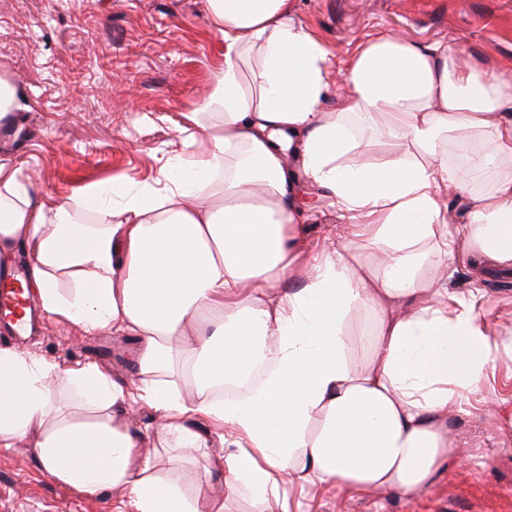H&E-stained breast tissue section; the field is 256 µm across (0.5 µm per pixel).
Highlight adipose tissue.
Segmentation results:
<instances>
[{
	"instance_id": "1",
	"label": "adipose tissue",
	"mask_w": 512,
	"mask_h": 512,
	"mask_svg": "<svg viewBox=\"0 0 512 512\" xmlns=\"http://www.w3.org/2000/svg\"><path fill=\"white\" fill-rule=\"evenodd\" d=\"M204 2L223 62L151 182L90 183L48 205L0 161V268L24 253L23 286L44 313L134 337L138 374L130 386L0 347V447L35 437L55 481L128 489L136 512H199L215 480L257 512H288L296 483L416 494L449 460V405L512 353L474 304H448L455 244L512 268V83L460 48L393 35L337 59L297 21L296 0ZM367 132L399 151L353 162ZM309 188L355 225L307 259L296 238ZM451 197L467 202L464 222H449ZM301 267L302 287L280 294ZM357 308L374 321L360 366L344 337ZM173 336L187 344L188 392L170 368ZM132 404L188 458L179 476L142 455L123 419Z\"/></svg>"
}]
</instances>
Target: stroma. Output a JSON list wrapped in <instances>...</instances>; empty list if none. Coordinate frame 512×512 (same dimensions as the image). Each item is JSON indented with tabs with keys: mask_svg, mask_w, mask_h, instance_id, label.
Listing matches in <instances>:
<instances>
[{
	"mask_svg": "<svg viewBox=\"0 0 512 512\" xmlns=\"http://www.w3.org/2000/svg\"><path fill=\"white\" fill-rule=\"evenodd\" d=\"M297 18L338 56L366 34L388 33L463 47L512 82V0H297ZM220 43L204 0H0V71L19 90L14 120L0 121V157L20 164L46 202L89 181L150 180L220 66ZM348 231L325 200L299 246L312 255ZM482 286L479 307L497 338L512 330V272L487 270ZM21 344L64 366L92 363L114 379H136L132 339L108 330L47 318ZM484 390L493 405L450 412L453 465L425 491L409 498L318 487L292 501L299 512H512V428L501 427L496 408L512 407L511 357L490 368ZM124 419L165 471L183 468L151 437V410L132 406ZM34 445L28 436L0 448V512H133L126 489L87 493L54 481Z\"/></svg>",
	"mask_w": 512,
	"mask_h": 512,
	"instance_id": "obj_1",
	"label": "stroma"
}]
</instances>
